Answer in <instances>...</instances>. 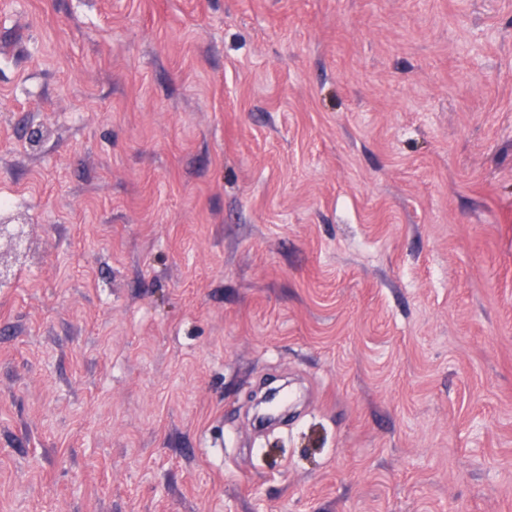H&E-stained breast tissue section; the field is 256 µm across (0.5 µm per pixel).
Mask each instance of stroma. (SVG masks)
Segmentation results:
<instances>
[{
    "instance_id": "35a3bbf8",
    "label": "stroma",
    "mask_w": 512,
    "mask_h": 512,
    "mask_svg": "<svg viewBox=\"0 0 512 512\" xmlns=\"http://www.w3.org/2000/svg\"><path fill=\"white\" fill-rule=\"evenodd\" d=\"M0 224V512H512V0H0Z\"/></svg>"
}]
</instances>
